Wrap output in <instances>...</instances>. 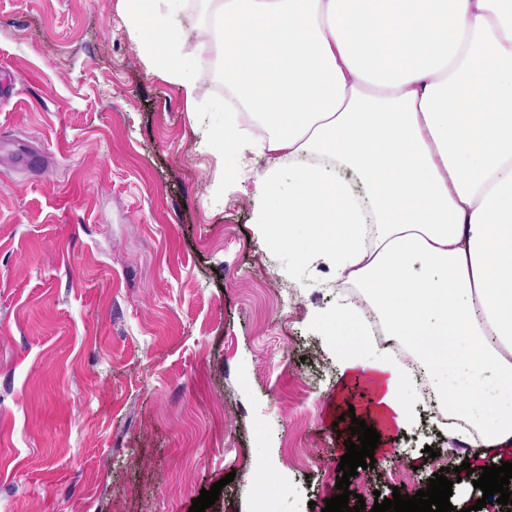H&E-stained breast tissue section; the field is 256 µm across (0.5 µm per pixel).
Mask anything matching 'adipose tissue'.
Returning a JSON list of instances; mask_svg holds the SVG:
<instances>
[{
    "label": "adipose tissue",
    "mask_w": 512,
    "mask_h": 512,
    "mask_svg": "<svg viewBox=\"0 0 512 512\" xmlns=\"http://www.w3.org/2000/svg\"><path fill=\"white\" fill-rule=\"evenodd\" d=\"M150 71L200 93L170 24L183 0H121ZM224 79L223 194L253 184L254 222L282 244L308 229L365 290L389 348L349 346L368 321L344 297L317 321L341 375L391 425L414 423V371L438 406L480 422L472 448L512 442V0H208ZM267 166L247 178L243 150Z\"/></svg>",
    "instance_id": "ef3b65f1"
}]
</instances>
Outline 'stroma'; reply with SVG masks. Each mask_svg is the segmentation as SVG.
<instances>
[{
  "instance_id": "stroma-1",
  "label": "stroma",
  "mask_w": 512,
  "mask_h": 512,
  "mask_svg": "<svg viewBox=\"0 0 512 512\" xmlns=\"http://www.w3.org/2000/svg\"><path fill=\"white\" fill-rule=\"evenodd\" d=\"M0 512H321L355 413L380 435L350 505L468 453L354 402L316 324L338 284L221 196L224 82L196 112L151 73L120 0H0ZM436 450L427 458L424 449ZM233 482H226V474Z\"/></svg>"
}]
</instances>
